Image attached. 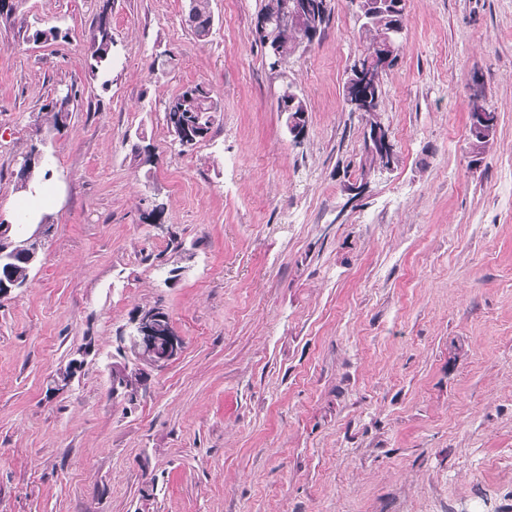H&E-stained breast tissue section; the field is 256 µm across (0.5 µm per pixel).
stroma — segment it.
I'll return each mask as SVG.
<instances>
[{"instance_id": "stroma-1", "label": "stroma", "mask_w": 512, "mask_h": 512, "mask_svg": "<svg viewBox=\"0 0 512 512\" xmlns=\"http://www.w3.org/2000/svg\"><path fill=\"white\" fill-rule=\"evenodd\" d=\"M260 4L211 0L201 41L185 0H112L106 88L99 0L0 20V220L31 147L57 197L27 287L0 299V512H512V0H406L380 114L399 161L355 202L349 0L275 72ZM47 27L63 40L29 41ZM191 84L221 110L185 152L164 108ZM286 84L309 108L298 142ZM67 88L68 128H38ZM477 91L498 116L479 146ZM153 306L183 348L130 399L112 372ZM99 11L90 32L87 45L88 71L92 79L105 78L102 87H108L114 62V38L110 14L112 0H101Z\"/></svg>"}]
</instances>
